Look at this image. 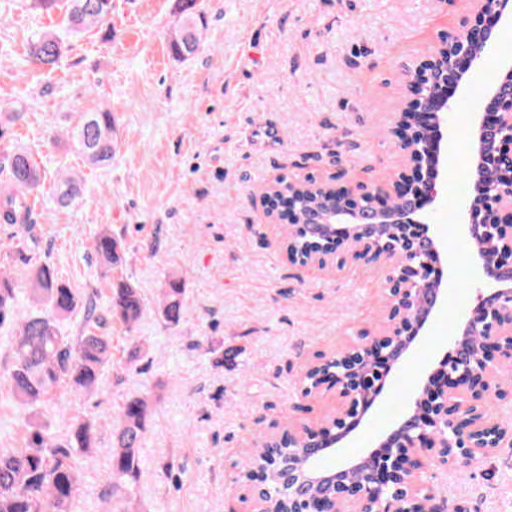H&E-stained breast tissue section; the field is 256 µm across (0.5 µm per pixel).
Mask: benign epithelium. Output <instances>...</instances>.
<instances>
[{"label": "benign epithelium", "mask_w": 512, "mask_h": 512, "mask_svg": "<svg viewBox=\"0 0 512 512\" xmlns=\"http://www.w3.org/2000/svg\"><path fill=\"white\" fill-rule=\"evenodd\" d=\"M474 23L443 41L410 74L409 97L393 133L407 170L390 185L318 181L314 200L298 180L277 179L262 194L266 216L288 227L281 247L292 265L325 267L342 246L356 259L386 267L390 324L360 333L355 346L321 355L306 368L303 393L339 389L343 404L317 427L288 424L268 436L243 473L255 503L268 512L270 491L288 488L285 512H445L424 473L430 463L464 465L512 445V422L491 404L512 399L499 380L512 364V60L500 64L473 124L472 191L461 230L486 280L458 336L410 398V415L360 460L332 473L317 454L353 431L384 394L390 376L444 299L451 266L424 220L445 171L442 127L453 109L448 90L466 85L484 63L493 29L512 24V0H471Z\"/></svg>", "instance_id": "obj_1"}]
</instances>
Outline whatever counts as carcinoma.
<instances>
[{
  "instance_id": "carcinoma-1",
  "label": "carcinoma",
  "mask_w": 512,
  "mask_h": 512,
  "mask_svg": "<svg viewBox=\"0 0 512 512\" xmlns=\"http://www.w3.org/2000/svg\"><path fill=\"white\" fill-rule=\"evenodd\" d=\"M113 0H65L68 34L78 36L112 15ZM178 22L169 36V48L178 60H188L201 48L198 0H178ZM63 38L44 31L31 40L29 57L53 68L65 54ZM68 136L92 165H102L116 153L117 140L112 113L83 112ZM40 181V167L28 151H16L8 158L4 183L10 193H0V209L10 224L28 222L29 195ZM82 181L76 174L62 177L56 188L57 200L70 205L81 197ZM98 265L108 271L122 264L124 240L103 228L92 240ZM183 277L166 276L156 308L162 319L177 324L183 316ZM27 301L32 309H19V295L10 274L0 269V327L9 323L16 334L10 346V364L4 379L11 397L23 409L61 406L57 389L69 384L82 393L100 390L105 370L112 365V337L103 328L119 322L132 331L142 319L145 301L139 289L126 281L110 288L105 308L89 298L81 301L63 281L56 268L46 262L29 273ZM82 311L83 331L67 336L62 321ZM155 397L143 393L128 399L112 430L110 480L102 499L124 503L118 512H130L142 469L141 448ZM102 424L98 420H76L60 437L29 418L24 423V442L19 448H0V512H71L78 496L84 470L92 464Z\"/></svg>"
}]
</instances>
